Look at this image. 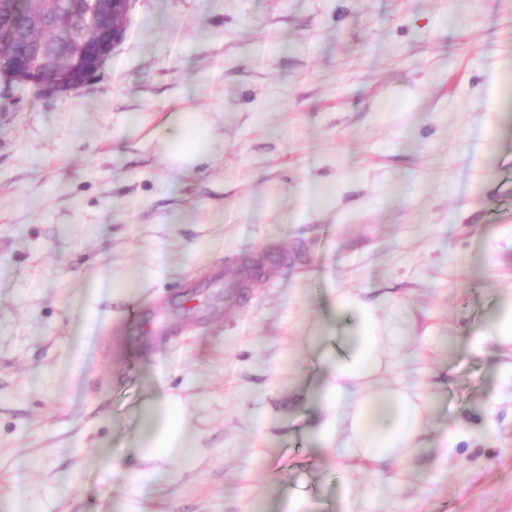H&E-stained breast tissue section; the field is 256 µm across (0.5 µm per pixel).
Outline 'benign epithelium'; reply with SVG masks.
Segmentation results:
<instances>
[{
  "label": "benign epithelium",
  "mask_w": 512,
  "mask_h": 512,
  "mask_svg": "<svg viewBox=\"0 0 512 512\" xmlns=\"http://www.w3.org/2000/svg\"><path fill=\"white\" fill-rule=\"evenodd\" d=\"M29 2L28 14L12 23L13 42L23 51L18 53L19 60L5 74L11 82L33 83L51 93H60L81 88L104 66L125 34L133 0H96L101 7L84 32L77 29V15L69 14L68 27L79 36L80 47L60 60L38 52L45 34L59 24L54 0Z\"/></svg>",
  "instance_id": "benign-epithelium-1"
}]
</instances>
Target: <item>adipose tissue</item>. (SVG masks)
Masks as SVG:
<instances>
[{
  "label": "adipose tissue",
  "mask_w": 512,
  "mask_h": 512,
  "mask_svg": "<svg viewBox=\"0 0 512 512\" xmlns=\"http://www.w3.org/2000/svg\"><path fill=\"white\" fill-rule=\"evenodd\" d=\"M336 311L354 321L355 334L328 361L329 376L322 392L327 415L318 424L317 434L327 445L342 440L355 458L371 462L408 458L418 448L424 429L422 392L381 387L355 397L350 391L352 384L379 373L384 356L398 357L402 341L378 335L374 307L351 293L337 296ZM159 408L160 418L138 450L141 457L176 454L188 442L182 408L168 399Z\"/></svg>",
  "instance_id": "1"
}]
</instances>
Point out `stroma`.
Masks as SVG:
<instances>
[{
	"label": "stroma",
	"mask_w": 512,
	"mask_h": 512,
	"mask_svg": "<svg viewBox=\"0 0 512 512\" xmlns=\"http://www.w3.org/2000/svg\"><path fill=\"white\" fill-rule=\"evenodd\" d=\"M512 0H133L87 84L0 73V512H512ZM196 115L206 150L169 155ZM373 302L403 466L321 447ZM189 446L139 459L158 394ZM486 342H491L498 347L512 344V294L510 305L499 310L490 327V333L475 337L474 348L480 351Z\"/></svg>",
	"instance_id": "35a3bbf8"
}]
</instances>
